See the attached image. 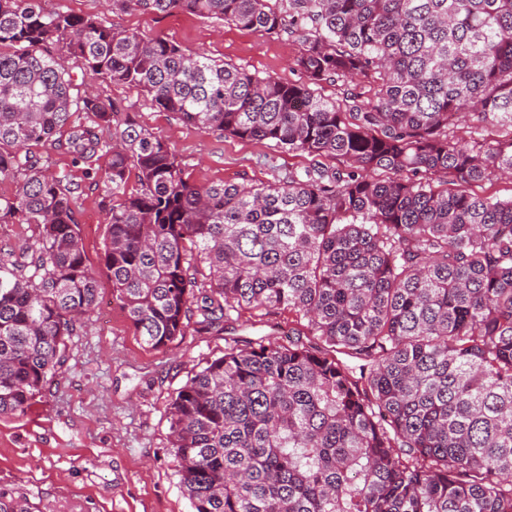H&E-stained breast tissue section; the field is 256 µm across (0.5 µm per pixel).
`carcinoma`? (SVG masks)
Segmentation results:
<instances>
[{
	"label": "carcinoma",
	"mask_w": 512,
	"mask_h": 512,
	"mask_svg": "<svg viewBox=\"0 0 512 512\" xmlns=\"http://www.w3.org/2000/svg\"><path fill=\"white\" fill-rule=\"evenodd\" d=\"M111 3L286 35L304 80L0 0V178L21 179L0 223L38 229L0 248V416L27 412L99 297L79 185L27 150L48 142L100 192L112 298L146 347L243 309L286 310L315 339L229 345L171 397L194 512H512V197L473 190L512 177V0ZM69 59L187 126L339 165L196 184ZM327 80L373 95L336 102ZM0 512L32 509L1 492Z\"/></svg>",
	"instance_id": "1"
}]
</instances>
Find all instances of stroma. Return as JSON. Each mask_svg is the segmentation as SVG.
<instances>
[{"mask_svg":"<svg viewBox=\"0 0 512 512\" xmlns=\"http://www.w3.org/2000/svg\"><path fill=\"white\" fill-rule=\"evenodd\" d=\"M45 9L104 14L114 28L142 38L164 36L189 52L270 74L300 79L295 42L244 31L185 13L104 11L101 0H43ZM97 91L164 139L191 181L260 183L309 165L310 157L205 133L153 105L139 89L100 83ZM50 172L64 173L84 191L78 208L87 265L99 285L92 319L71 336L65 360L37 402L19 416L0 417V492L24 496L33 512H193L169 444L171 396L228 343L285 342L293 317L242 311L223 333L187 330L170 348L141 344L112 299L103 262L105 212L86 188L82 165L60 150L37 147Z\"/></svg>","mask_w":512,"mask_h":512,"instance_id":"obj_1","label":"stroma"}]
</instances>
